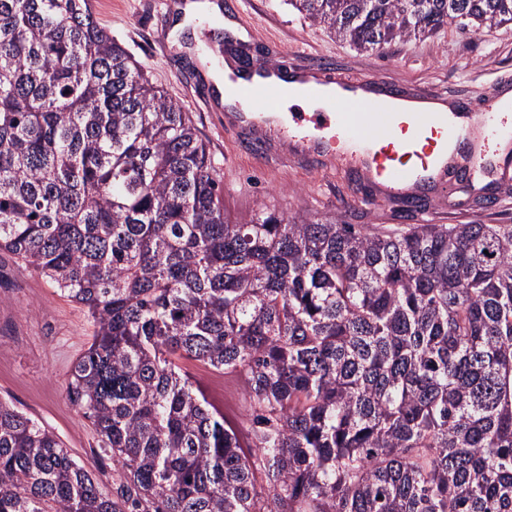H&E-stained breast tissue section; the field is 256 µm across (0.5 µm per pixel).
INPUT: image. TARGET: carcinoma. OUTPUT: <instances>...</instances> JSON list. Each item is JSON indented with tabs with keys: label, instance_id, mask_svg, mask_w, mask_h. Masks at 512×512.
I'll list each match as a JSON object with an SVG mask.
<instances>
[{
	"label": "carcinoma",
	"instance_id": "carcinoma-1",
	"mask_svg": "<svg viewBox=\"0 0 512 512\" xmlns=\"http://www.w3.org/2000/svg\"><path fill=\"white\" fill-rule=\"evenodd\" d=\"M360 51L512 0H286ZM188 115L83 0H0V251L93 326L105 489L0 400V512H512V225L224 220ZM240 378L252 430L183 371Z\"/></svg>",
	"mask_w": 512,
	"mask_h": 512
}]
</instances>
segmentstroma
<instances>
[{
  "label": "stroma",
  "mask_w": 512,
  "mask_h": 512,
  "mask_svg": "<svg viewBox=\"0 0 512 512\" xmlns=\"http://www.w3.org/2000/svg\"><path fill=\"white\" fill-rule=\"evenodd\" d=\"M228 18L242 17L247 41L232 40L226 53L251 60L317 61L338 71L371 76L395 92L439 93L450 101L475 99L486 87L512 84V25L477 34L448 27L438 35L396 41L382 52H360L327 27L314 26L288 9L285 0H223ZM100 25L120 42L188 113L222 176L224 216L230 223L267 207L298 218L333 217L367 230L392 232L410 224H512V161L481 184L455 181L443 198L419 196L404 211L397 198L373 196L352 166H331L320 152L295 156L275 142L236 140L224 116L210 111L203 83L223 66L198 21L187 43L170 35L174 14L167 0H88ZM92 325L84 309L61 297L53 285L14 255L0 251V398L12 401L53 432L76 462L100 484H111V460L94 454L95 435L66 397L70 371L87 350ZM185 371L225 415L248 431L251 420L241 381L194 363Z\"/></svg>",
  "instance_id": "35a3bbf8"
}]
</instances>
